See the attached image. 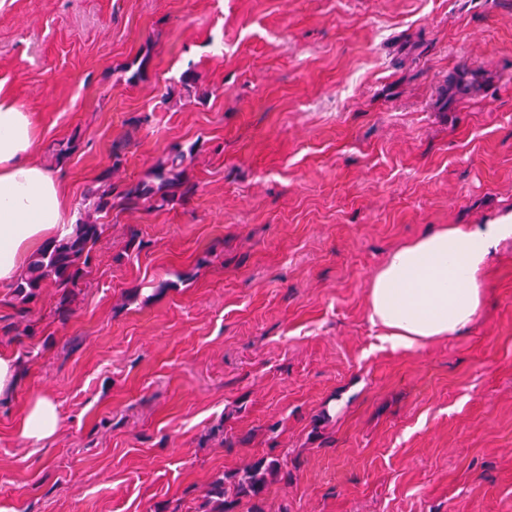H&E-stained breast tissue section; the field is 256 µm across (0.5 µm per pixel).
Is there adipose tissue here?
<instances>
[{
  "label": "adipose tissue",
  "instance_id": "adipose-tissue-1",
  "mask_svg": "<svg viewBox=\"0 0 512 512\" xmlns=\"http://www.w3.org/2000/svg\"><path fill=\"white\" fill-rule=\"evenodd\" d=\"M38 127L11 96L0 93V283L18 278L30 256L65 235L60 187L33 158ZM512 238V224H443L392 249L372 276L368 317L395 349L460 334L483 301L481 275L491 252ZM59 413L39 396L25 406L21 436L52 438Z\"/></svg>",
  "mask_w": 512,
  "mask_h": 512
}]
</instances>
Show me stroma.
Wrapping results in <instances>:
<instances>
[{
    "label": "stroma",
    "mask_w": 512,
    "mask_h": 512,
    "mask_svg": "<svg viewBox=\"0 0 512 512\" xmlns=\"http://www.w3.org/2000/svg\"><path fill=\"white\" fill-rule=\"evenodd\" d=\"M0 91L66 223L176 144L195 185L102 216L68 299L0 285V512H198L262 457L265 512H512V240L462 334L395 350L367 316L391 249L512 215V0H0ZM17 378L14 358L6 353H0V399L11 395ZM57 405L46 396L35 397L25 406L18 422L21 436L37 445L52 438L58 428Z\"/></svg>",
    "instance_id": "obj_1"
}]
</instances>
